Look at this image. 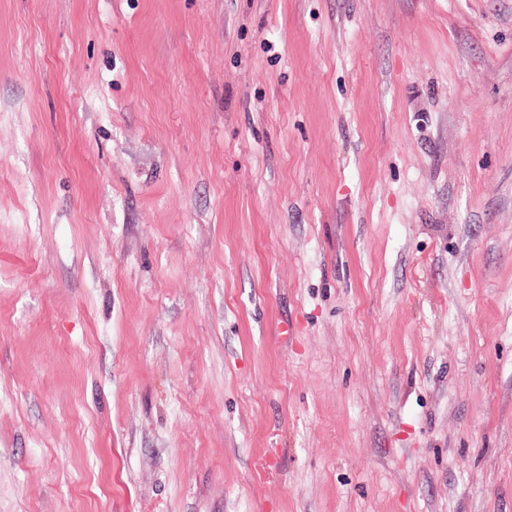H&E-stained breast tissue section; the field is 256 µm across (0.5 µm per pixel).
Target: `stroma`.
Masks as SVG:
<instances>
[{"label": "stroma", "instance_id": "1", "mask_svg": "<svg viewBox=\"0 0 512 512\" xmlns=\"http://www.w3.org/2000/svg\"><path fill=\"white\" fill-rule=\"evenodd\" d=\"M0 512H512V0H0Z\"/></svg>", "mask_w": 512, "mask_h": 512}]
</instances>
